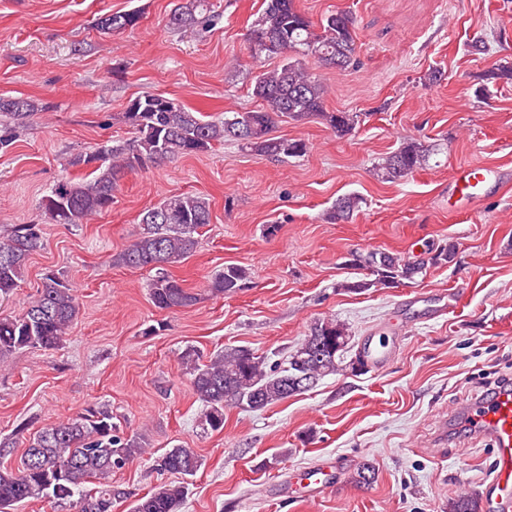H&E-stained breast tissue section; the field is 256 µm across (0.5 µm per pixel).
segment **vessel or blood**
Listing matches in <instances>:
<instances>
[{"instance_id":"obj_1","label":"vessel or blood","mask_w":512,"mask_h":512,"mask_svg":"<svg viewBox=\"0 0 512 512\" xmlns=\"http://www.w3.org/2000/svg\"><path fill=\"white\" fill-rule=\"evenodd\" d=\"M500 178V170L492 166L459 167L448 182V202L456 211L478 215L488 188ZM461 411L473 437L488 440L492 447V469L480 490L483 512H512V390L497 391ZM337 484L332 466L324 464L307 473L301 495L315 498Z\"/></svg>"}]
</instances>
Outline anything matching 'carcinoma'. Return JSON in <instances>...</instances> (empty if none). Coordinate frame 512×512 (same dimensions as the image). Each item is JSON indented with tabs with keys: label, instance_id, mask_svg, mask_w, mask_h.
<instances>
[{
	"label": "carcinoma",
	"instance_id": "1",
	"mask_svg": "<svg viewBox=\"0 0 512 512\" xmlns=\"http://www.w3.org/2000/svg\"><path fill=\"white\" fill-rule=\"evenodd\" d=\"M141 18L138 10L115 12L98 18L96 28L105 33L134 29ZM208 0H185L171 11L168 26L187 32L218 21ZM259 41L264 49L250 53L254 61H274L254 73L250 94L259 108L226 112L220 120H205L180 103L169 105L163 96L144 93L129 101L122 118L135 130V139L103 145L75 160L90 171L82 177L57 180L48 197L54 209L43 208V222L11 224L0 230V298L10 297L19 287L30 256L44 245L43 225L81 224L112 206L120 180L136 169L175 158L208 151L215 144L236 141L258 155L301 157L308 151L303 139L272 135L281 122L318 119L336 137L352 134L367 113L327 110V87L318 70L329 61H339L346 71L359 64L357 18L352 11L338 9L313 21L297 6V0H264L261 13L245 33V42ZM488 79L495 85L512 84V61L493 68ZM38 106L22 97L0 98V149L13 145L28 127ZM443 153L439 143L411 137L376 163L371 174L382 182L395 183L431 166ZM363 199L354 193L338 197L327 212L331 221L344 220L359 211ZM211 222L207 198L192 193L170 195L139 214L141 231L118 256L122 265L141 269L153 266L158 275L150 284L155 308L175 311L197 301L174 278L168 268L187 260L198 247V228ZM456 256L453 244L438 247L426 261L404 260L383 251H369L353 258V265L371 279L342 282L338 287L361 291L387 286L394 280L423 275L429 265L448 264ZM248 269L228 264L211 278L207 289L215 295H232L246 287ZM78 313L76 289L51 271L41 289L19 313L0 316V367L18 350L58 348ZM350 335L348 328L328 319L316 323L304 341L285 359L270 363L240 346L226 347L203 361L195 350L182 356L191 385L202 404L201 425L224 430V410H263L291 397L290 380H320L339 371L341 353ZM28 447L38 449L30 457L23 452L16 465L0 466V512L30 501L63 503L68 512L90 500V512H112V471L146 453V435L124 436L112 423V413L89 408L65 422L43 427L29 438ZM160 472L193 475L201 459L192 448L175 445L155 457ZM188 496L183 482H162L135 500L131 512H182ZM450 512H480L479 501L461 496L450 504Z\"/></svg>",
	"mask_w": 512,
	"mask_h": 512
}]
</instances>
